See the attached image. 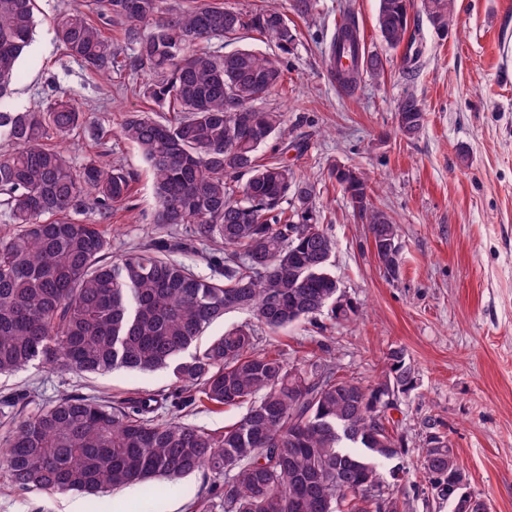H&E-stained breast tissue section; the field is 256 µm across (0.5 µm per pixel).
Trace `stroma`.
Here are the masks:
<instances>
[{"instance_id":"stroma-1","label":"stroma","mask_w":512,"mask_h":512,"mask_svg":"<svg viewBox=\"0 0 512 512\" xmlns=\"http://www.w3.org/2000/svg\"><path fill=\"white\" fill-rule=\"evenodd\" d=\"M274 2L295 36L282 87L266 101L286 112L282 141L303 140L304 151L284 158L299 178L315 183L319 221L336 240L332 269L359 309L352 321L300 323L262 334L260 345L288 360L324 354L341 373L363 384L377 381L391 346L405 349L417 383L398 395L391 411L409 451L401 458L407 512H448V493L418 472L428 420L447 436L470 492L490 512H512V0H455L456 22L438 34L411 0L409 18L420 27L421 66L402 73L403 49L379 39L378 0H317L303 18L292 0H225L243 13ZM77 0H38L34 40L21 61L9 99L25 110L42 104L46 87L71 93L86 113V127L68 139L48 140L67 150L74 165L99 156L132 176L129 205L107 218L85 213L112 239L113 254L152 229L156 209L152 176L139 150L121 138L126 112L146 109L140 75L103 78L69 58L53 31L60 11ZM352 5L366 49L386 57L385 77L364 78L353 96L339 92L323 64L324 51L345 5ZM415 94L425 109L415 138L397 129L394 108ZM353 166L377 184L374 202L399 226L400 272L388 278L372 249L366 224L330 176ZM168 372L111 371L79 378L31 368L0 380V399L32 410L62 393L112 401L158 392ZM204 473L112 492L93 507L88 497L10 489L0 478V512H191L206 490Z\"/></svg>"}]
</instances>
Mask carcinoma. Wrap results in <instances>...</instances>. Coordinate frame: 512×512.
Segmentation results:
<instances>
[{
	"mask_svg": "<svg viewBox=\"0 0 512 512\" xmlns=\"http://www.w3.org/2000/svg\"><path fill=\"white\" fill-rule=\"evenodd\" d=\"M454 0H423L430 23L448 31ZM56 22L65 52L96 74L143 72L138 93L173 114L130 112L120 135L153 174V237L117 257L98 225L75 218L91 200L101 209L130 194L127 173L96 159L76 166L46 141L64 139L84 112L62 95L20 111L0 109V376L32 365L78 376L115 368L165 369L166 393H142L111 405L63 393L28 412L0 408V472L23 492H79L98 497L128 485L208 472L211 488L194 512H404L402 437L384 410L388 393L414 388L406 352L392 346L377 382L337 375L312 354L289 363L259 348L273 333L327 316L349 321L350 300L336 303L331 270L336 242L313 206L314 184L285 162L258 160L281 132L285 113L261 103L282 85L295 38L273 6L248 15L224 0H186L167 12L160 0H88ZM410 0H379L377 26L390 48L411 46ZM36 0H0V100L7 97L35 30ZM96 14L92 20L90 14ZM124 27L132 53L120 56L104 26ZM254 29L280 53L225 51L214 39ZM347 57L350 64L342 65ZM324 64L347 96L363 76L379 79L385 62L360 38L347 8ZM398 130L421 131L419 99L397 100ZM353 212L381 247L398 225L373 203L374 189L353 167H334ZM183 239L168 245L178 229ZM211 246L199 274L174 253ZM249 311L257 324L203 339L224 315ZM214 412L247 405L222 431L163 416L167 405ZM431 435L420 473L442 479L459 498L464 476L448 443Z\"/></svg>",
	"mask_w": 512,
	"mask_h": 512,
	"instance_id": "obj_1",
	"label": "carcinoma"
}]
</instances>
